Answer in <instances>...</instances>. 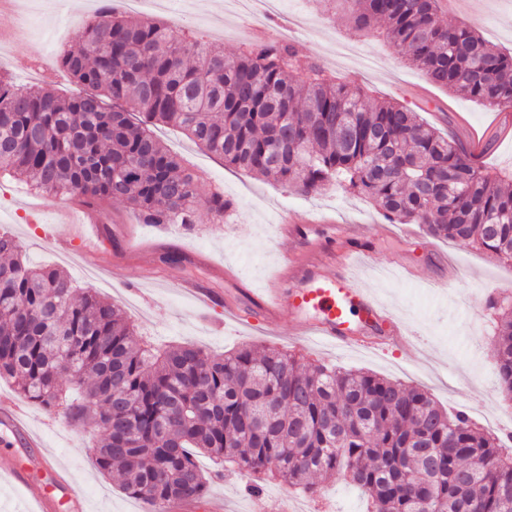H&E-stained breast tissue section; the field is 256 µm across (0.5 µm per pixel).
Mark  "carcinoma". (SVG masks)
Returning a JSON list of instances; mask_svg holds the SVG:
<instances>
[{"mask_svg": "<svg viewBox=\"0 0 512 512\" xmlns=\"http://www.w3.org/2000/svg\"><path fill=\"white\" fill-rule=\"evenodd\" d=\"M348 22L387 24L428 80L512 108V54L473 28L444 25L437 0H344ZM59 64L79 87L17 86L0 76V173L89 208L125 203L142 224L216 221L235 203L202 200L198 176L152 130L169 125L224 164L302 194L327 186L374 203L392 224H423L512 261V190L404 106L336 81L286 43L233 56L104 0ZM495 311L497 382L512 398V295ZM134 324L57 268H35L0 231V379L78 429L99 427L93 461L118 471L148 512L201 502L196 454L311 496L341 475L368 512H512V448L430 393L378 375L306 363L293 350L136 343Z\"/></svg>", "mask_w": 512, "mask_h": 512, "instance_id": "cac0c4a2", "label": "carcinoma"}]
</instances>
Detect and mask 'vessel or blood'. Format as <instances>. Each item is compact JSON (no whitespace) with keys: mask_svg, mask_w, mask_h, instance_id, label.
<instances>
[{"mask_svg":"<svg viewBox=\"0 0 512 512\" xmlns=\"http://www.w3.org/2000/svg\"><path fill=\"white\" fill-rule=\"evenodd\" d=\"M277 254L280 269L291 271L292 277L286 288L272 281L258 298L262 320L272 323L292 312L297 317L293 335L335 348L372 346L371 332L395 327L390 312L354 283L356 259L369 256L356 227H345L336 249L315 251L311 258L284 245ZM0 426L26 442L25 447L0 451V480L20 488L35 512H84L74 475L45 452L28 429L22 407L12 405L0 417Z\"/></svg>","mask_w":512,"mask_h":512,"instance_id":"b4317fda","label":"vessel or blood"}]
</instances>
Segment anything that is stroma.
<instances>
[{
	"label": "stroma",
	"mask_w": 512,
	"mask_h": 512,
	"mask_svg": "<svg viewBox=\"0 0 512 512\" xmlns=\"http://www.w3.org/2000/svg\"><path fill=\"white\" fill-rule=\"evenodd\" d=\"M37 11L36 24L13 35L0 53V75L18 84L30 81L33 68L46 69L58 94L71 95L75 86L58 64V50L67 49L76 29L93 13L92 0H17ZM442 22L476 29L503 53H512V0H439ZM308 21L290 39L299 56L320 62L349 85L374 97L405 106L463 148L481 144L473 162L494 173L512 174V130L499 110L466 96L429 84L376 31L352 32L345 4L324 11L319 0H282L278 14L264 31H253L247 16L230 12L228 0H172V9L159 18L192 31L203 40L223 45L233 54L248 43L267 39L297 18ZM156 134L182 164L200 178L199 192H223L236 207L223 222L198 210L192 227L142 224L121 202L110 204L96 231L73 224L64 210H76L74 200L31 191L24 182L0 176V228L18 237L31 264L64 270L79 287L91 286L86 267L106 277L97 293L135 322L144 340L155 346L191 344L215 354L237 346L284 348L290 315L278 321L279 333L265 335L253 322V300L261 296L274 271L279 226L288 215L325 218L312 237L325 242L329 224L357 223L369 231L370 264L357 274L358 285L371 289L387 305L396 322L410 328L418 343L416 358L393 345L378 349L323 348L305 350L308 361L375 373L430 392L446 408L466 413L478 424L494 420L512 428V402L496 384L497 365L489 344L494 317L483 310L468 317L466 308L479 304L488 290L512 284V264L472 246L433 238L422 225H410L409 236L388 223L364 198L329 187L304 195L226 166L222 159L199 148L179 130L158 126ZM176 262H167V255ZM410 264L406 279L391 268L393 260ZM237 267L242 287L251 299L241 305L242 322H224V279L218 271ZM452 278L451 287L439 282ZM208 288L217 301L207 312L179 293L185 281ZM28 420L43 438L46 451L75 472L84 490L87 512H144L143 504L122 488L118 476H102L94 466L91 433H75L66 419L48 416L41 406L25 405ZM208 497L226 512H283L284 485L266 484L259 495L246 493L243 472L211 465ZM298 506L314 512L329 504L332 512H363V496L344 477L324 482L319 498L297 496Z\"/></svg>",
	"instance_id": "35a3bbf8"
}]
</instances>
